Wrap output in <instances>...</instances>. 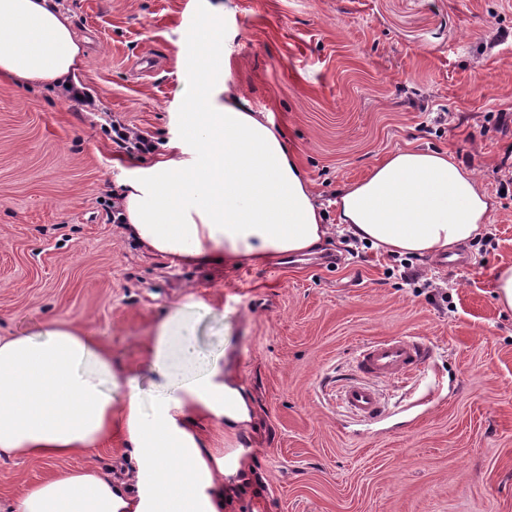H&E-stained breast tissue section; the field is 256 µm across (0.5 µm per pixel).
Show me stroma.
Returning a JSON list of instances; mask_svg holds the SVG:
<instances>
[{
	"label": "stroma",
	"mask_w": 512,
	"mask_h": 512,
	"mask_svg": "<svg viewBox=\"0 0 512 512\" xmlns=\"http://www.w3.org/2000/svg\"><path fill=\"white\" fill-rule=\"evenodd\" d=\"M86 50L75 111L0 75V336L76 321L131 368L172 304L246 387L255 419L205 423L242 448L260 496L224 484V512H512V312L492 272L512 264V0H60ZM217 11L223 76L270 116L328 220L340 190L389 153L446 149L495 202L463 264L340 240L310 256L235 267L148 254L108 219L130 157L120 116L163 146L186 77L187 35ZM429 349L424 373L379 381L382 413L340 394L354 357L391 337ZM49 472L0 460V512Z\"/></svg>",
	"instance_id": "35a3bbf8"
}]
</instances>
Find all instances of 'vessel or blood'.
Wrapping results in <instances>:
<instances>
[{
    "label": "vessel or blood",
    "instance_id": "b4317fda",
    "mask_svg": "<svg viewBox=\"0 0 512 512\" xmlns=\"http://www.w3.org/2000/svg\"><path fill=\"white\" fill-rule=\"evenodd\" d=\"M426 352L422 344L400 337L367 343L356 356L359 379L345 385L341 399L355 415L375 418L381 413L380 396L372 387L375 379L394 380L424 371Z\"/></svg>",
    "mask_w": 512,
    "mask_h": 512
}]
</instances>
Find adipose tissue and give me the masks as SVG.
I'll return each mask as SVG.
<instances>
[{
  "instance_id": "obj_1",
  "label": "adipose tissue",
  "mask_w": 512,
  "mask_h": 512,
  "mask_svg": "<svg viewBox=\"0 0 512 512\" xmlns=\"http://www.w3.org/2000/svg\"><path fill=\"white\" fill-rule=\"evenodd\" d=\"M184 67L181 130L167 152L119 181L125 232L149 254L236 265L314 253L339 238L389 254L439 258L474 240L495 203L446 150L388 154L322 221L315 190L264 113L216 79L219 56L194 37ZM81 45L56 0H0V75L31 86L76 84ZM210 310L173 305L130 370L66 321L0 336V459L56 463L22 487L12 512H224V480L241 452L207 447L208 422L236 432L249 395L210 353L198 327ZM120 437L126 478L66 460Z\"/></svg>"
}]
</instances>
